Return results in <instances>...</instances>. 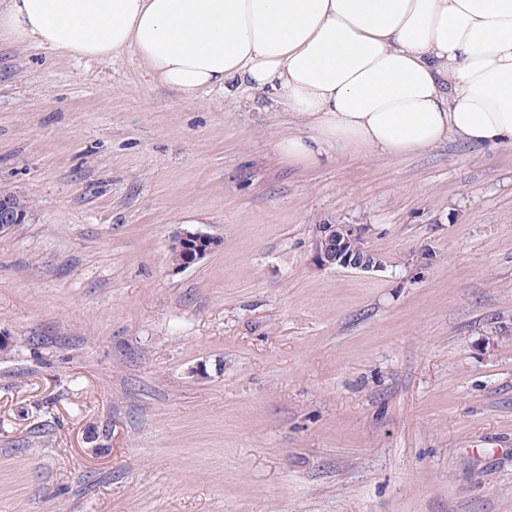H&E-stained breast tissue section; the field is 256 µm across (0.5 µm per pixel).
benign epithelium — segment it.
I'll use <instances>...</instances> for the list:
<instances>
[{"label": "benign epithelium", "instance_id": "7a95c632", "mask_svg": "<svg viewBox=\"0 0 512 512\" xmlns=\"http://www.w3.org/2000/svg\"><path fill=\"white\" fill-rule=\"evenodd\" d=\"M25 221L24 213L16 211L0 195V233ZM369 227L366 224H322L315 239V258L323 267L350 268L376 272L385 268L382 256L367 246ZM172 244L184 254L183 265L195 263L218 246V241L198 230H183Z\"/></svg>", "mask_w": 512, "mask_h": 512}]
</instances>
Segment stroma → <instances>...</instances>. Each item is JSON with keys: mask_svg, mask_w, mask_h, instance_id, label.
Listing matches in <instances>:
<instances>
[{"mask_svg": "<svg viewBox=\"0 0 512 512\" xmlns=\"http://www.w3.org/2000/svg\"><path fill=\"white\" fill-rule=\"evenodd\" d=\"M303 129L0 37V512H512V147ZM322 224L385 268L318 265ZM9 199L15 209L26 212V203L21 197L9 194ZM13 207L6 203V197L0 195V233L6 232L13 224L24 223L25 214ZM172 245H176L184 254L185 259L180 265L186 266L207 256L218 246V241L198 230H183L173 239Z\"/></svg>", "mask_w": 512, "mask_h": 512, "instance_id": "35a3bbf8", "label": "stroma"}]
</instances>
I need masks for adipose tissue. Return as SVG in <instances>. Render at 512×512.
<instances>
[{
	"label": "adipose tissue",
	"instance_id": "1",
	"mask_svg": "<svg viewBox=\"0 0 512 512\" xmlns=\"http://www.w3.org/2000/svg\"><path fill=\"white\" fill-rule=\"evenodd\" d=\"M1 33L133 53L187 97H269L308 127L277 144L292 161L512 146V0H0Z\"/></svg>",
	"mask_w": 512,
	"mask_h": 512
}]
</instances>
